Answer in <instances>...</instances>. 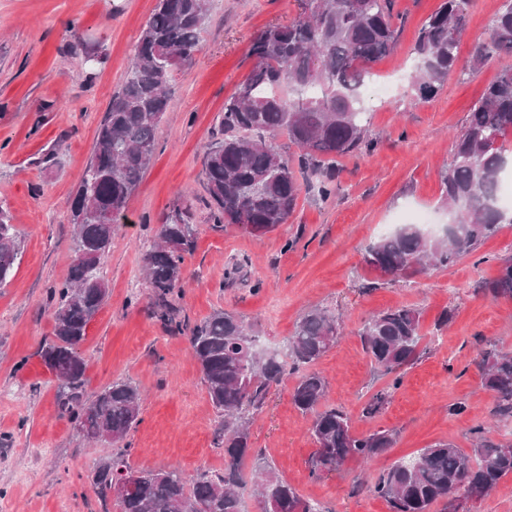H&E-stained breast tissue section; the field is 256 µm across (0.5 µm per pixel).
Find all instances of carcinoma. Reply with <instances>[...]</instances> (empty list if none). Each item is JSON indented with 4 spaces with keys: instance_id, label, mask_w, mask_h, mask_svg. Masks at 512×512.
I'll use <instances>...</instances> for the list:
<instances>
[{
    "instance_id": "obj_1",
    "label": "carcinoma",
    "mask_w": 512,
    "mask_h": 512,
    "mask_svg": "<svg viewBox=\"0 0 512 512\" xmlns=\"http://www.w3.org/2000/svg\"><path fill=\"white\" fill-rule=\"evenodd\" d=\"M302 12L286 25H272L253 41L255 65L224 102V139L205 153L206 189L219 223L251 234L288 222L301 184L279 150L281 135L299 151L308 171L319 176L326 199L336 192L337 158L372 150L360 88L372 66L397 46L394 0H301ZM471 0H445L419 31L416 99L427 101L455 71ZM209 13V0H158L146 20L120 90L112 95L70 210L75 259L68 278L54 289L52 339L41 350L57 381V400L77 431L90 441L122 445L92 468L88 478L97 496L109 501L112 487L132 482L116 502L119 512H241V464L250 457L263 512H323L278 477L253 448L250 424L266 405L270 389L288 377L295 383V407L312 416L316 451L312 476L334 472L351 458L371 460L394 443L393 433L352 431L351 417L326 404L328 382L312 369L341 335L335 313L311 308L284 340L281 352L258 348L259 337L244 320L217 310L190 329V348L216 410L214 447L224 451V469H201L188 479L177 468L138 469L129 462L127 438L140 421L141 392L130 381L102 388L82 399L86 362L79 347L108 297L101 273L116 224L126 217L157 146V132L170 102L178 67L191 60ZM512 56V0H505L488 39L474 47L471 63ZM512 136V66L488 84L454 141L452 158L440 172L450 230L432 235L403 224L372 243L364 262L378 273L403 278L429 268H448L494 236L512 213L495 206ZM198 226L189 208L167 215L143 268L156 296V314L168 330L181 332L168 296L182 283L185 255L195 247ZM21 242L0 205V287L14 276ZM494 299H512V261L485 283ZM371 362L392 383L372 395L365 413H378L402 383V370L420 357V312L406 307L377 312L358 329ZM483 385L496 401L495 414L512 417V351L481 352ZM512 476V443L497 441L485 428L474 430L471 453L436 443L383 471L374 492L390 512H431L458 492L480 500Z\"/></svg>"
}]
</instances>
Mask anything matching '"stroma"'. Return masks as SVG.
I'll return each instance as SVG.
<instances>
[{"instance_id": "obj_1", "label": "stroma", "mask_w": 512, "mask_h": 512, "mask_svg": "<svg viewBox=\"0 0 512 512\" xmlns=\"http://www.w3.org/2000/svg\"><path fill=\"white\" fill-rule=\"evenodd\" d=\"M442 0H395L398 42L373 67L375 81L397 79L391 101L370 113L374 150L344 156L337 189L322 198L317 180L299 173L298 206L287 224L251 235L215 225L203 171L204 155L224 137V102L250 73L252 41L301 11L300 0H209V20L190 63L175 73L158 145L127 218L118 224L104 263L109 295L81 345L84 396L128 379L144 401L130 432V462L153 469H223L213 446L214 409L187 334L170 332L156 316L143 257L163 219L191 203L199 226L183 281L171 297L176 319L196 324L216 310L234 312L271 345H281L312 306L343 322L338 344L316 364L329 404L342 407L355 434L392 431L393 448L370 463L349 460L315 479L311 418L291 400L292 382L272 388L251 427L255 448L277 475L329 512H390L373 486L393 462L438 442L470 450L471 431L493 424L512 442V419L493 417L479 342L512 351V300L483 291L512 260V224L454 266L408 280L380 276L363 261L369 244L412 206L447 216L440 171L472 105L512 58L471 67L475 45L488 38L503 0H473L459 46V69L430 100L415 101L414 45ZM156 0H0V204L22 240L15 274L0 288V512H103L87 475L112 454L89 442L63 415L57 383L40 351L52 336L51 288L73 259L70 203L89 160L96 131L127 70L133 47ZM101 45L105 60L87 69L77 40ZM410 307L421 313L420 358L377 416L362 410L389 379L371 365L357 334L373 313ZM452 319L441 323L444 312ZM432 512H512V477L480 500L441 501Z\"/></svg>"}]
</instances>
